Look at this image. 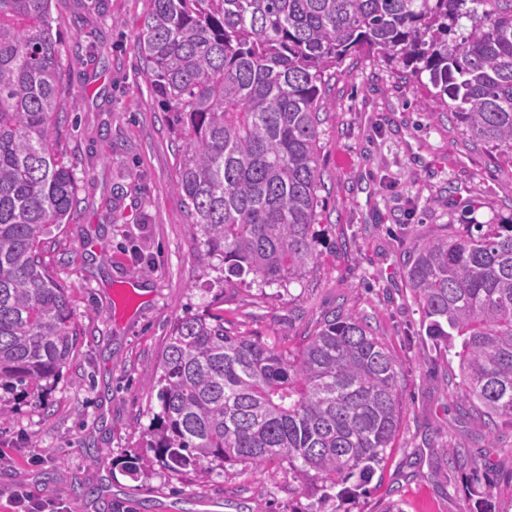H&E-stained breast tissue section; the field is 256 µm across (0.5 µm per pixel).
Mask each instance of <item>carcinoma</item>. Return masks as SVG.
Returning a JSON list of instances; mask_svg holds the SVG:
<instances>
[{
  "label": "carcinoma",
  "instance_id": "1",
  "mask_svg": "<svg viewBox=\"0 0 512 512\" xmlns=\"http://www.w3.org/2000/svg\"><path fill=\"white\" fill-rule=\"evenodd\" d=\"M51 0H0V389L47 401L79 343L68 289L43 237L67 223L75 170L49 131L71 71ZM143 72L182 142L175 187L199 264L287 288L319 258V113L333 69L368 53L428 73L461 134L512 164V0H149ZM469 25H464L462 20ZM403 276L426 334L458 359L459 416L487 447L512 427V221L405 232ZM147 432L163 469L288 463L333 486L368 478L401 427L396 361L363 315L333 311L296 351L224 330L172 326Z\"/></svg>",
  "mask_w": 512,
  "mask_h": 512
}]
</instances>
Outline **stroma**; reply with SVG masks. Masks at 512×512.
Instances as JSON below:
<instances>
[{"mask_svg": "<svg viewBox=\"0 0 512 512\" xmlns=\"http://www.w3.org/2000/svg\"><path fill=\"white\" fill-rule=\"evenodd\" d=\"M149 0H52L50 23L71 67L65 116L53 131L78 177L79 204L47 236L41 260L69 290L80 340L47 403L24 385L0 424V512L12 490L61 512H512V428L502 449L474 446L447 464L449 443L478 433L460 420L448 379L457 364L433 346L403 276L401 234L512 220V165L475 147L416 77L362 53L331 82L321 118L320 264L289 289L227 283L198 264L201 238L175 188L174 139L135 48ZM104 46L108 66L92 61ZM364 313L399 366L401 428L364 485L311 489L287 463L173 473L146 432L151 385L176 319L218 314L224 328L280 350L300 347L329 312ZM140 459L144 473L125 465ZM493 482L492 495L472 482ZM98 488V497L78 496Z\"/></svg>", "mask_w": 512, "mask_h": 512, "instance_id": "35a3bbf8", "label": "stroma"}]
</instances>
